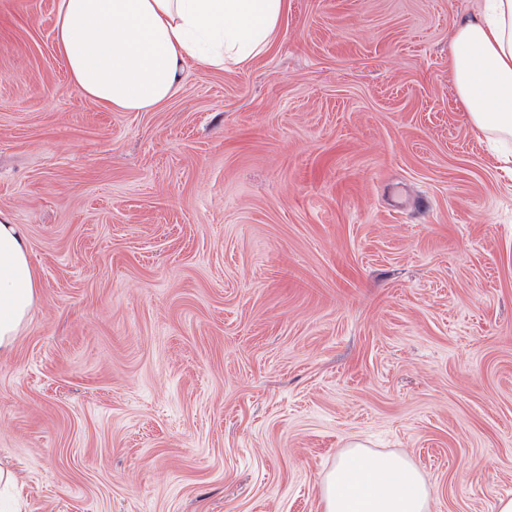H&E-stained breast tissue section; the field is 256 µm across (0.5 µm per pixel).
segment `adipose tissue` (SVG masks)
<instances>
[{
	"label": "adipose tissue",
	"instance_id": "adipose-tissue-1",
	"mask_svg": "<svg viewBox=\"0 0 512 512\" xmlns=\"http://www.w3.org/2000/svg\"><path fill=\"white\" fill-rule=\"evenodd\" d=\"M287 0H59L56 44L71 84L104 108L145 112L170 100L186 61L246 67L269 49ZM474 128L501 144L512 169V0H478L448 54ZM39 276L21 227L0 211V352L38 300ZM430 485L405 455L352 444L326 472L322 512H428Z\"/></svg>",
	"mask_w": 512,
	"mask_h": 512
}]
</instances>
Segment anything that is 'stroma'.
I'll use <instances>...</instances> for the list:
<instances>
[{
  "mask_svg": "<svg viewBox=\"0 0 512 512\" xmlns=\"http://www.w3.org/2000/svg\"><path fill=\"white\" fill-rule=\"evenodd\" d=\"M476 0H288L243 68L84 97L0 0V210L40 296L0 354L21 512H322L359 442L430 512L512 494V176L448 75Z\"/></svg>",
  "mask_w": 512,
  "mask_h": 512,
  "instance_id": "obj_1",
  "label": "stroma"
}]
</instances>
